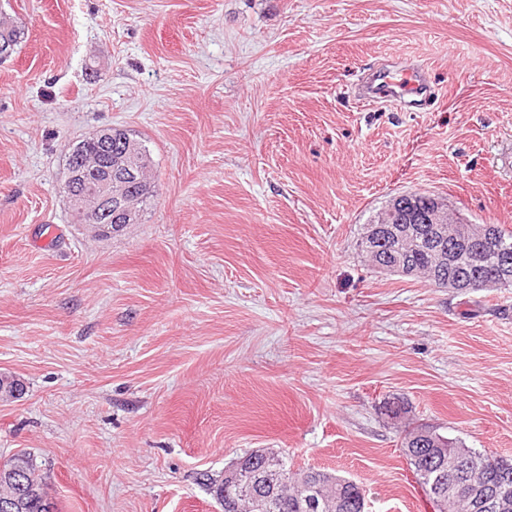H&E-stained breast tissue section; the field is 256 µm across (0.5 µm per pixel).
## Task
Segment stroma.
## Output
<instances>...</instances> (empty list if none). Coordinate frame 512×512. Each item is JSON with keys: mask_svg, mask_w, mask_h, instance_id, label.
<instances>
[{"mask_svg": "<svg viewBox=\"0 0 512 512\" xmlns=\"http://www.w3.org/2000/svg\"><path fill=\"white\" fill-rule=\"evenodd\" d=\"M0 465L59 512H222L258 448L432 512L388 417L512 456V289L371 268L364 224L426 190L512 230V0H0ZM408 60L427 107L363 100ZM149 150L139 223L93 235L70 144Z\"/></svg>", "mask_w": 512, "mask_h": 512, "instance_id": "1", "label": "stroma"}]
</instances>
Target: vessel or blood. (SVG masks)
<instances>
[{
  "label": "vessel or blood",
  "instance_id": "b4317fda",
  "mask_svg": "<svg viewBox=\"0 0 512 512\" xmlns=\"http://www.w3.org/2000/svg\"><path fill=\"white\" fill-rule=\"evenodd\" d=\"M364 88L367 100L386 98L409 107L429 102L435 93L427 72L411 62L372 71L365 80Z\"/></svg>",
  "mask_w": 512,
  "mask_h": 512
}]
</instances>
